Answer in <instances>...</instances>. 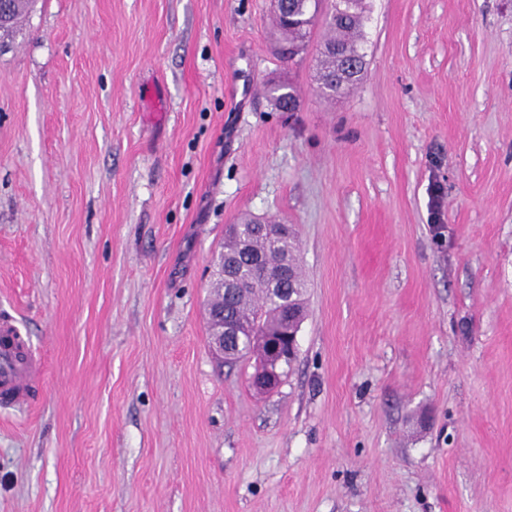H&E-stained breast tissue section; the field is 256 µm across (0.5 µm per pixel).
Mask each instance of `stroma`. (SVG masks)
Instances as JSON below:
<instances>
[{"mask_svg":"<svg viewBox=\"0 0 512 512\" xmlns=\"http://www.w3.org/2000/svg\"><path fill=\"white\" fill-rule=\"evenodd\" d=\"M368 5L333 99L314 52L277 54L271 0H37L21 22L0 315L40 374L0 408V512H512V0ZM244 213L295 225L308 285L263 396L208 338Z\"/></svg>","mask_w":512,"mask_h":512,"instance_id":"1","label":"stroma"}]
</instances>
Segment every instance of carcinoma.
I'll list each match as a JSON object with an SVG mask.
<instances>
[{"mask_svg": "<svg viewBox=\"0 0 512 512\" xmlns=\"http://www.w3.org/2000/svg\"><path fill=\"white\" fill-rule=\"evenodd\" d=\"M11 17L0 31L8 34L18 21L32 8L34 0H10ZM288 0V13L295 20L285 24L274 20L273 28L279 34V40L290 45L307 46L311 39L317 17L307 16L300 10H294ZM366 0H329L323 15V24L328 35L319 44L320 60L315 76L316 91L328 97L345 93L354 84L350 77L343 76L338 70V56L349 54L361 60L365 59L363 48L364 25L367 19ZM254 219L231 225L228 231L236 238L249 241V249L239 254L237 269L242 271L240 278L224 283L217 279L210 291V312L224 314V322L237 324L245 328L257 327L275 330L285 320L284 300L288 295L278 292L280 288H295L298 295L306 292V284L298 264L291 267V275H283L278 258L297 252L295 231L269 238L254 235ZM225 361L236 362L249 356L254 345L248 334L239 337V342L224 346Z\"/></svg>", "mask_w": 512, "mask_h": 512, "instance_id": "carcinoma-1", "label": "carcinoma"}]
</instances>
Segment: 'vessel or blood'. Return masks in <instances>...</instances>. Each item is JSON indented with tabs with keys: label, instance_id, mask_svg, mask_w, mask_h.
Instances as JSON below:
<instances>
[{
	"label": "vessel or blood",
	"instance_id": "obj_1",
	"mask_svg": "<svg viewBox=\"0 0 512 512\" xmlns=\"http://www.w3.org/2000/svg\"><path fill=\"white\" fill-rule=\"evenodd\" d=\"M38 369V360L17 322L11 316H0V405L11 407L24 403Z\"/></svg>",
	"mask_w": 512,
	"mask_h": 512
}]
</instances>
